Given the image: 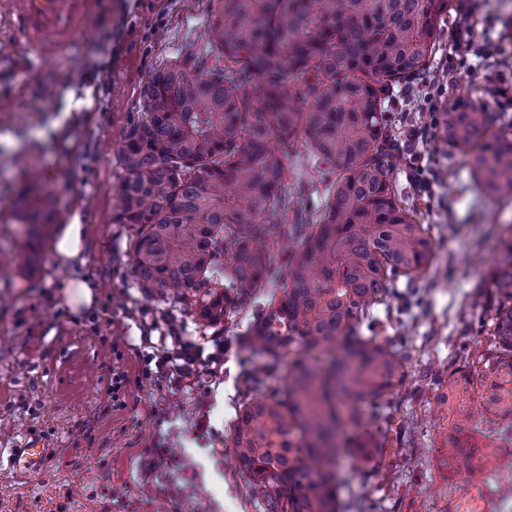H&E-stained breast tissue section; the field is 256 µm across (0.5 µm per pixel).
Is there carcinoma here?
<instances>
[{"label": "carcinoma", "mask_w": 512, "mask_h": 512, "mask_svg": "<svg viewBox=\"0 0 512 512\" xmlns=\"http://www.w3.org/2000/svg\"><path fill=\"white\" fill-rule=\"evenodd\" d=\"M454 0H224L208 45L224 71L156 68L144 108L117 156L112 223L129 224L133 274L147 291L175 290L198 323L233 321L257 297L247 328L265 359L229 434L248 492L263 512H339L336 471L346 456L370 463L390 444L398 398L434 392L448 420L441 465L467 473L512 443V225L478 290L485 298L459 345L463 365L408 379L410 336H385L376 313L399 283L417 295L434 265L431 225L393 181L402 154L389 116L394 88L425 70ZM434 144L468 164L475 186L512 204V122L448 99L434 113ZM301 143L335 178L324 203L288 176ZM28 242L51 235L54 199L20 200ZM281 293L266 292L273 279ZM330 354L327 366L312 352ZM288 362L281 387L269 386ZM490 426L488 441L474 435ZM357 507L378 512L356 469Z\"/></svg>", "instance_id": "1"}]
</instances>
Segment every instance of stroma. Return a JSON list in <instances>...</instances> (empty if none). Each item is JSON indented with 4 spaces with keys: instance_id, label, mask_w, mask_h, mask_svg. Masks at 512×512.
<instances>
[{
    "instance_id": "1",
    "label": "stroma",
    "mask_w": 512,
    "mask_h": 512,
    "mask_svg": "<svg viewBox=\"0 0 512 512\" xmlns=\"http://www.w3.org/2000/svg\"><path fill=\"white\" fill-rule=\"evenodd\" d=\"M492 24L452 12L443 41L464 38L475 57L500 36L512 40V0H480ZM222 0H96L91 37L75 39L45 58L0 32V448L19 447L37 431L51 450L39 474L19 478L0 467V512H170L163 491L184 486L180 512H263L250 497L233 458L228 424L242 398V378L264 359L246 348L251 318L198 324L169 294L147 293L132 270L130 225L112 221L113 188L123 175L117 148L143 108L142 90L158 66L200 62L220 69L223 57L207 44L209 20ZM467 77L450 70V96L470 97L493 111L502 91L512 92V56ZM439 172L420 194L412 171L399 162L394 180L405 195L420 197L422 223L438 249L425 274L423 302L414 308L409 334L415 348L404 359L411 374L439 370L456 357L474 313L475 285L493 258V232L512 222L478 192L462 158L423 143ZM37 167L55 198V224L80 214L87 226L85 263L72 267L46 249L27 264L26 240L13 206ZM92 281L97 304L71 314L65 290L76 277ZM202 348L190 387L158 372L156 361L175 354L171 331ZM130 384L112 399V374ZM445 421L419 415L418 449L411 459L384 463L392 479L386 512H461L473 507L470 486L449 483L441 469ZM175 449L187 468L147 470L144 448Z\"/></svg>"
}]
</instances>
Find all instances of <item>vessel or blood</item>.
Masks as SVG:
<instances>
[{"instance_id": "b4317fda", "label": "vessel or blood", "mask_w": 512, "mask_h": 512, "mask_svg": "<svg viewBox=\"0 0 512 512\" xmlns=\"http://www.w3.org/2000/svg\"><path fill=\"white\" fill-rule=\"evenodd\" d=\"M8 25L19 43L50 56L58 53L87 26L92 0H6ZM50 454L37 433H28L22 447L0 448V466L23 475L41 470Z\"/></svg>"}]
</instances>
